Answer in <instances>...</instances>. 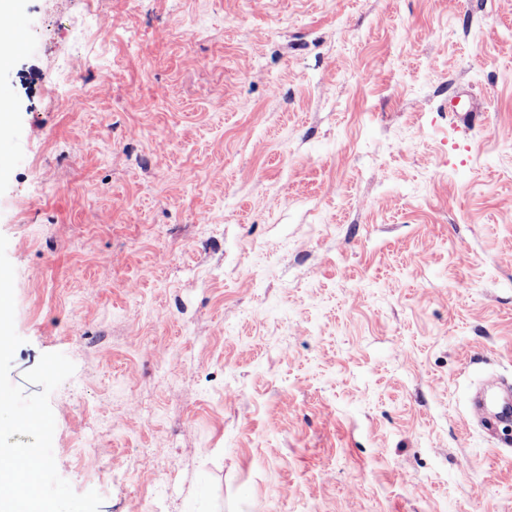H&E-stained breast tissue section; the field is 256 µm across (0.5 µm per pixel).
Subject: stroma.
I'll return each mask as SVG.
<instances>
[{"label": "stroma", "instance_id": "35a3bbf8", "mask_svg": "<svg viewBox=\"0 0 512 512\" xmlns=\"http://www.w3.org/2000/svg\"><path fill=\"white\" fill-rule=\"evenodd\" d=\"M18 0L10 378L99 512H512V0ZM70 79L49 92L62 61Z\"/></svg>", "mask_w": 512, "mask_h": 512}]
</instances>
